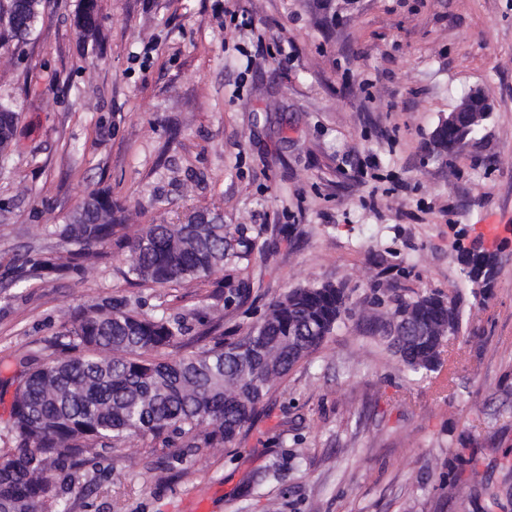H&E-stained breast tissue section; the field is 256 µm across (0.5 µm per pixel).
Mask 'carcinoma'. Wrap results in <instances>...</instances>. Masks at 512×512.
<instances>
[{"label": "carcinoma", "instance_id": "1", "mask_svg": "<svg viewBox=\"0 0 512 512\" xmlns=\"http://www.w3.org/2000/svg\"><path fill=\"white\" fill-rule=\"evenodd\" d=\"M11 37L32 30L28 0H0ZM17 115L0 104V136L13 140ZM486 117L464 113L433 130L426 155L441 161L483 127ZM78 224H59L66 256L31 250L15 279L37 281L79 273L98 244L128 249L127 275L143 284L180 286L208 280L224 267L249 260L253 245L228 224H148L126 233L123 207L106 190L79 205ZM470 284L494 286L500 251L463 255ZM224 302L242 305L249 291L224 285ZM387 316L368 317L379 337L410 373H441L445 344L460 325L458 302L439 295L389 296ZM352 310L350 294L331 283L291 288L269 303L242 336L219 334L213 346L177 360L168 350L188 347L178 320L145 316L119 303H95L64 326L62 353L39 363L19 360L20 371L6 437L15 453L0 458V512H66L60 474L95 449L149 436L167 448H215L245 438L258 422L275 384L317 350Z\"/></svg>", "mask_w": 512, "mask_h": 512}]
</instances>
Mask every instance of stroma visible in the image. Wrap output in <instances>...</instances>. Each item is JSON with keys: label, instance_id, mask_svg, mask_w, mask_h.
Masks as SVG:
<instances>
[{"label": "stroma", "instance_id": "35a3bbf8", "mask_svg": "<svg viewBox=\"0 0 512 512\" xmlns=\"http://www.w3.org/2000/svg\"><path fill=\"white\" fill-rule=\"evenodd\" d=\"M78 0H49L22 41L0 29V101L18 114L0 163V431L18 361L46 358L92 301L246 332L268 303L330 282L354 310L268 399L239 444L183 456L151 439L72 470L68 512H512V0H98L101 38L80 41ZM251 29L225 23V10ZM277 38L287 58L240 48ZM474 86L494 111L441 162L424 143ZM109 189L132 224L195 210L240 224L249 264L190 287L125 278L104 246L81 274L10 284L26 251ZM500 250L473 296L463 249ZM251 288L225 305V282ZM459 297L462 325L438 377L408 375L368 333L373 288ZM480 484H453L464 437Z\"/></svg>", "mask_w": 512, "mask_h": 512}]
</instances>
